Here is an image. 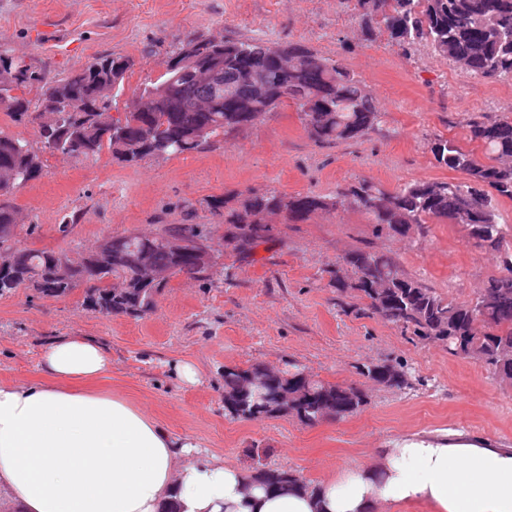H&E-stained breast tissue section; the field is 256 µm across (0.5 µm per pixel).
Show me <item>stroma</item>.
<instances>
[{
	"instance_id": "obj_1",
	"label": "stroma",
	"mask_w": 512,
	"mask_h": 512,
	"mask_svg": "<svg viewBox=\"0 0 512 512\" xmlns=\"http://www.w3.org/2000/svg\"><path fill=\"white\" fill-rule=\"evenodd\" d=\"M226 35L300 42L336 59L365 83L382 123L362 140L319 144L288 103L198 153L134 166L107 149L85 161L44 153L42 175L13 195L33 226L23 246L74 256L107 236L154 234L171 224L206 225L217 240L228 226L208 206L216 197L232 196L238 206L272 189L332 196L362 180L389 193L419 181H457L460 173L436 165L431 142L445 137L469 150L470 119L512 116V82L462 70L423 41L399 46L387 31L366 28L351 0H0V47L45 81L101 54L130 56L134 65L116 99L120 116L172 50L190 38ZM269 228L255 258L224 245L209 280L171 279L141 318L93 311L78 291L54 299L20 288L1 297L0 382L39 380L51 341L88 336L110 358L93 389L120 395L197 441L198 460L215 456L245 470L259 461L312 485L410 435L456 431L512 448V388L337 286L346 254L382 251L407 276L464 302L499 275L495 255L448 220L393 237L350 205L299 222L279 214ZM183 362L197 367L196 384L179 379ZM364 363L403 366L408 383L376 384L358 373ZM258 364L297 366L353 386L366 404L315 425L292 414L234 418L224 404V370Z\"/></svg>"
}]
</instances>
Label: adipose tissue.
Wrapping results in <instances>:
<instances>
[{
	"mask_svg": "<svg viewBox=\"0 0 512 512\" xmlns=\"http://www.w3.org/2000/svg\"><path fill=\"white\" fill-rule=\"evenodd\" d=\"M109 357L87 336L47 346L49 381L0 383V502L16 512H390L422 501L435 512H512V448L460 432L374 449L316 492L270 494L125 398L79 390Z\"/></svg>",
	"mask_w": 512,
	"mask_h": 512,
	"instance_id": "ef3b65f1",
	"label": "adipose tissue"
}]
</instances>
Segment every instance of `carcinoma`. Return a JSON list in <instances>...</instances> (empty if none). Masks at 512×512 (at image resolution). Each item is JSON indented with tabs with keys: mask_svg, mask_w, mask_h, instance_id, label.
I'll list each match as a JSON object with an SVG mask.
<instances>
[{
	"mask_svg": "<svg viewBox=\"0 0 512 512\" xmlns=\"http://www.w3.org/2000/svg\"><path fill=\"white\" fill-rule=\"evenodd\" d=\"M365 26H384L392 39L401 45L418 41L428 43L438 55L461 65L474 75L494 80L512 81V0H372V11L362 14ZM201 62H207L218 50H224V81L234 82L247 71L261 68L274 88H284L280 98L269 104L259 103L249 123L238 117V106L229 98H213L204 93L193 74L178 67L179 52L163 61V72L144 87L162 88L176 78L180 104L159 100L148 115L155 127L151 141L137 137L136 99H131L124 119L112 116L113 105L98 110L96 92L100 82L114 76L122 80L132 68V61L122 56L93 58L80 72L60 79L72 90L73 97L56 112L53 124L38 123V143L0 131V173L13 172V181L0 184V248H13L20 256L19 267L0 273V297L13 294L24 285L37 286L47 298H65L79 283L87 281L83 305L110 316L143 317L155 307L161 284L141 280L133 262L134 252L145 249L154 265L169 271V278L185 275L198 280L194 271L198 243L208 239L210 231L200 224H178L154 236L131 233L107 237L98 246L82 251L85 261L72 271L73 282L63 285L50 277L54 261L62 252L21 246L24 225L11 201L13 193L42 174L40 152L54 151L62 138L81 123L83 141L71 145L72 157L87 160L105 148L119 160L136 164L147 158H168L200 152L213 145L219 136L255 125L286 102L295 105L299 118L310 136L319 143L346 142L365 138L381 122L364 83L343 64L318 51L299 44L286 48L285 65L274 59L269 42L262 38H224L217 46L193 38ZM19 74L15 80L14 105L3 108L14 120L21 121L42 113L30 112L31 93L42 102L52 89L22 59L0 49V66ZM470 140L480 144L492 160L479 161L474 153L461 148L455 140L439 137L430 151L437 165L464 175L460 181H444L443 193L432 196L427 181L409 183L394 193L363 180L337 196H350L351 204L364 211L381 231H392L396 224L422 225L428 219L446 218L455 222L456 214L469 208V223L481 224L486 238L499 255L501 275L488 280L469 302L444 299L433 289L406 276L396 261L386 253L356 250L347 254L356 289L370 302V310L383 318L413 329L421 340H431L448 347V353L467 357L484 355L485 367L494 374L502 369L512 373V359L503 360L499 353L512 347V248L505 244V231L499 221L496 202L512 200V118L484 122L473 119L468 124ZM281 194L271 190L254 196L243 206L256 211V220L248 225L237 221L236 209L224 216L229 224L223 241L249 257L268 239L265 217L278 204ZM385 200L392 208L381 213L375 201ZM327 198L314 193L294 196L287 219L303 221L316 211L329 209ZM186 242L179 255L165 245L168 238ZM255 370L224 368V389L237 391L240 381ZM359 373L379 384L400 387L405 383L387 377L381 364H363ZM292 400V409L301 421L313 425L325 418V409L335 408L334 417L351 415L366 404L364 395L354 387L332 385L315 379L295 368L281 374L270 387H255L228 407L241 420L275 417L288 413L279 406L280 398ZM251 478L270 491H279L300 482L288 470L257 468Z\"/></svg>",
	"mask_w": 512,
	"mask_h": 512,
	"instance_id": "cac0c4a2",
	"label": "carcinoma"
}]
</instances>
